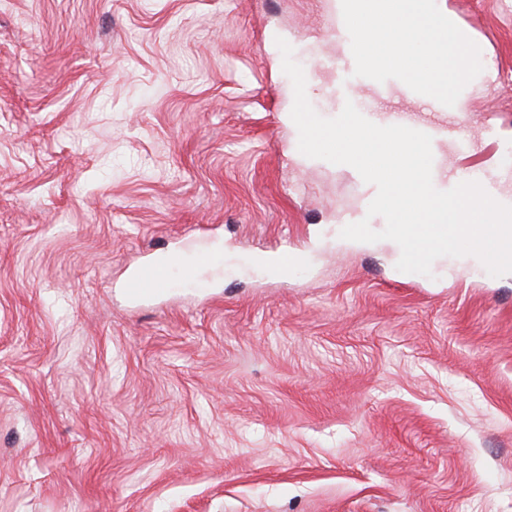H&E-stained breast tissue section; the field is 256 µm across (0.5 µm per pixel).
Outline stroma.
Returning <instances> with one entry per match:
<instances>
[{
    "label": "stroma",
    "mask_w": 512,
    "mask_h": 512,
    "mask_svg": "<svg viewBox=\"0 0 512 512\" xmlns=\"http://www.w3.org/2000/svg\"><path fill=\"white\" fill-rule=\"evenodd\" d=\"M469 26V149L512 142V0ZM317 0H0V512H512V274L341 239L355 171L285 148L345 58ZM336 86L328 95L325 84ZM315 111L372 101L336 69ZM285 274L253 268L284 245ZM183 249L193 284L133 302ZM181 270L187 280L193 278V268L185 256L176 250L168 251L163 261L149 260L140 264L126 279L124 291L137 299L168 287L170 273Z\"/></svg>",
    "instance_id": "1"
}]
</instances>
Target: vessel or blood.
<instances>
[{
  "mask_svg": "<svg viewBox=\"0 0 512 512\" xmlns=\"http://www.w3.org/2000/svg\"><path fill=\"white\" fill-rule=\"evenodd\" d=\"M418 101L422 106L418 112H387L368 106L361 107L360 112L380 126L403 125L422 131L431 136L436 146L449 139L455 145H467L465 133L472 116L469 100L457 99L451 107L425 95L419 96ZM176 270L182 271L185 278L193 276V268L185 256L171 250L166 253L163 261L149 260L140 264L126 279L124 291L133 299L161 291L167 288L170 274Z\"/></svg>",
  "mask_w": 512,
  "mask_h": 512,
  "instance_id": "vessel-or-blood-1",
  "label": "vessel or blood"
}]
</instances>
